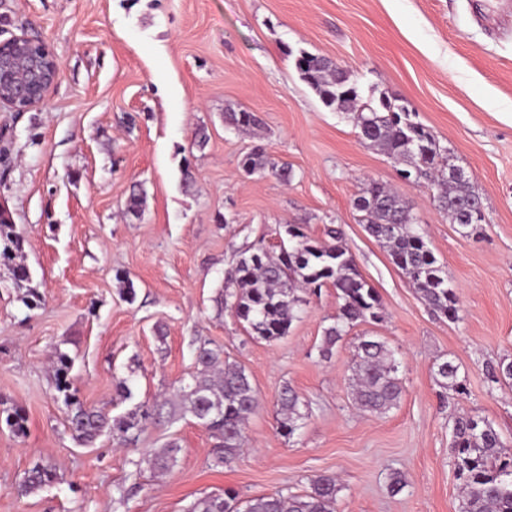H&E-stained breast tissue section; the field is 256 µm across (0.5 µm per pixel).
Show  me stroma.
Wrapping results in <instances>:
<instances>
[{"label": "stroma", "mask_w": 512, "mask_h": 512, "mask_svg": "<svg viewBox=\"0 0 512 512\" xmlns=\"http://www.w3.org/2000/svg\"><path fill=\"white\" fill-rule=\"evenodd\" d=\"M21 35L60 72L43 104L0 106V207L31 276L15 283L0 262V410L26 417L20 436L0 419V512H188L227 490L300 494L325 473L340 483L336 512H460L451 418L483 417L512 446V383L487 379L512 360V0H0V43ZM302 50L335 61L361 96L407 106L451 150L483 198L478 233L461 236L427 181H403L399 163L359 139L352 113L321 103L295 68ZM230 108L258 113L262 127L228 124ZM256 146L290 179L245 175L239 160ZM370 179L409 203L457 291V321L433 313L366 233L352 200ZM138 190L136 217L126 200ZM288 224L319 239L340 228L381 297L382 321L351 327L328 359L332 286L271 342L218 301L241 254L279 253ZM32 289L34 309L22 302ZM364 335L398 362L400 399L383 414L350 394ZM203 343L245 367L260 399L232 464L215 466L214 438L188 415L147 425L132 446L75 439L56 352L72 357L80 400L116 416L174 399ZM446 360L465 393L437 384ZM286 384L303 401L290 437L274 414ZM172 440L177 461L158 471L154 455ZM37 464L57 478L24 493ZM395 471L408 482L396 495Z\"/></svg>", "instance_id": "1"}]
</instances>
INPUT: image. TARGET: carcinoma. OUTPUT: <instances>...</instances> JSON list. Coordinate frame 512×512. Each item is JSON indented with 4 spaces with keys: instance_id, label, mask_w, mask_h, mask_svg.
Masks as SVG:
<instances>
[{
    "instance_id": "obj_1",
    "label": "carcinoma",
    "mask_w": 512,
    "mask_h": 512,
    "mask_svg": "<svg viewBox=\"0 0 512 512\" xmlns=\"http://www.w3.org/2000/svg\"><path fill=\"white\" fill-rule=\"evenodd\" d=\"M295 66L301 79L327 108L352 112L356 116L361 141L385 150L390 158L407 163L405 179L421 178L440 186L438 207L451 224L470 235L485 221L478 209L482 200L469 178H456L450 151L420 123L410 119L404 106L386 99L375 107L361 100L349 73L330 59L301 51ZM229 124L242 129L259 126L262 119L248 110L230 109ZM240 168L247 174L271 169L288 178V168L270 161L265 152L255 148L245 153ZM361 223L368 235L383 247L392 263L435 312L450 321L459 318V300L443 274L441 265L414 224L410 207L393 189L375 181L368 182L357 196ZM290 246L278 255L264 250L242 257L228 273L224 297L220 303L229 307L236 318L247 325L253 336L274 341L287 335L303 302L297 295L301 288H336L339 300L336 321L324 330L320 349L322 357L332 354L336 343L359 322L380 320V297L359 273L354 257L345 247L339 228L329 227L326 238H309L299 224L288 225ZM21 249V238L13 225L0 222V259L9 263ZM72 359L66 353L57 356V390L63 394L67 421L75 438L92 443L109 433L122 445L137 441L145 424L162 415L164 405L142 404L118 417L86 406L77 396L68 374ZM192 382L178 390L181 410L209 430L218 443L212 449L215 465H227L242 452L244 432L250 416L259 406V397L246 370L224 359L219 348L199 346ZM394 352L384 343L364 336L356 346L353 381L357 403L373 412L384 413L395 406L401 394L396 377ZM440 385L458 394L465 391V379L451 361L437 365ZM488 381H512V361H501L488 369ZM301 398L293 387L285 385L276 400V418L280 432L288 437L298 429L302 418ZM451 464L463 494L462 512H512V453L504 450L500 434L485 419L462 414L450 428ZM177 443L171 441L155 454L154 465L167 470L176 462ZM55 474L35 465L27 474L24 492H33L52 484ZM339 487L336 477L321 474L311 480L305 494L277 493L240 503L232 494L197 499L190 512H334Z\"/></svg>"
}]
</instances>
